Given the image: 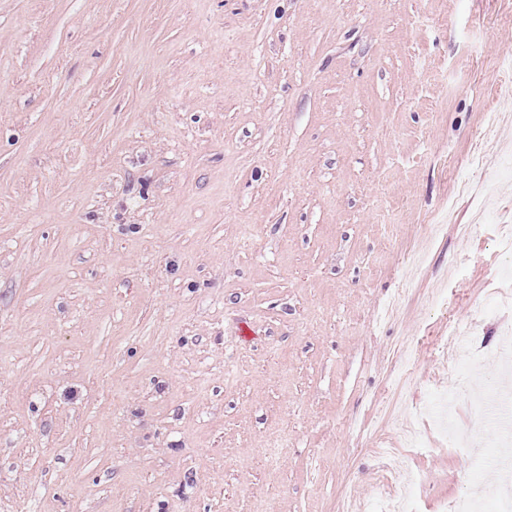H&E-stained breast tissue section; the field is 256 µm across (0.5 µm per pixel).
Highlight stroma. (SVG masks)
<instances>
[{
	"mask_svg": "<svg viewBox=\"0 0 512 512\" xmlns=\"http://www.w3.org/2000/svg\"><path fill=\"white\" fill-rule=\"evenodd\" d=\"M504 58L512 0H0V512L495 484L410 408L512 386L448 360L512 324Z\"/></svg>",
	"mask_w": 512,
	"mask_h": 512,
	"instance_id": "1",
	"label": "stroma"
}]
</instances>
